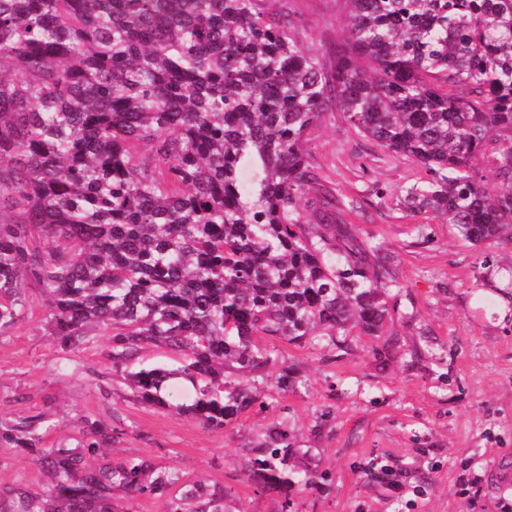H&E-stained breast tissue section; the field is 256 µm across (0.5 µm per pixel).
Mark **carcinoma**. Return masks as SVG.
<instances>
[{
  "label": "carcinoma",
  "mask_w": 512,
  "mask_h": 512,
  "mask_svg": "<svg viewBox=\"0 0 512 512\" xmlns=\"http://www.w3.org/2000/svg\"><path fill=\"white\" fill-rule=\"evenodd\" d=\"M347 2V36L318 53L261 0H0V330L36 288L63 350L107 333L137 402L208 429L269 378L257 337L380 336L394 278L331 219L309 161L328 111L424 168L408 212L512 242V0ZM147 346L176 357L142 364ZM42 423L0 422V445L38 452L49 476L41 493L0 486V512H125L173 484L145 458L95 462L101 420L45 449ZM258 450L267 492L317 478L281 424ZM225 501L193 482L166 512Z\"/></svg>",
  "instance_id": "cac0c4a2"
}]
</instances>
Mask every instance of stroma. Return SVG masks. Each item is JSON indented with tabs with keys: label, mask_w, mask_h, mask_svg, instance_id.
I'll list each match as a JSON object with an SVG mask.
<instances>
[{
	"label": "stroma",
	"mask_w": 512,
	"mask_h": 512,
	"mask_svg": "<svg viewBox=\"0 0 512 512\" xmlns=\"http://www.w3.org/2000/svg\"><path fill=\"white\" fill-rule=\"evenodd\" d=\"M300 41L324 50L344 36L346 0H267ZM310 161L330 183L338 224L369 245L394 278L382 338L351 333L298 345L263 337L296 390L259 386L256 403L221 430L134 401L112 373L109 337L60 350L39 292L0 335V421L43 414L42 445H76L84 419L112 430L103 454L150 459L175 479L167 497L130 498L126 512H165L180 484L222 486L232 512H512V243L475 245L404 188L424 169L363 137L335 112L314 131ZM282 423L302 466L324 472L289 502L249 480L267 427ZM45 480L35 455L0 447V485Z\"/></svg>",
	"instance_id": "obj_1"
}]
</instances>
